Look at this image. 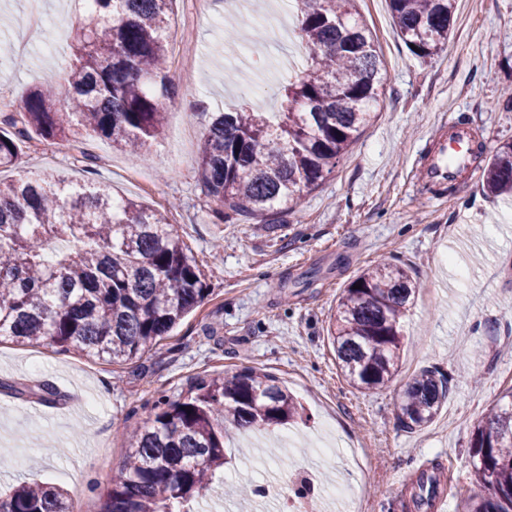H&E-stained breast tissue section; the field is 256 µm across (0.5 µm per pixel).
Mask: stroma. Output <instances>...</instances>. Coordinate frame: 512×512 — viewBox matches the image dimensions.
I'll list each match as a JSON object with an SVG mask.
<instances>
[{
	"label": "stroma",
	"mask_w": 512,
	"mask_h": 512,
	"mask_svg": "<svg viewBox=\"0 0 512 512\" xmlns=\"http://www.w3.org/2000/svg\"><path fill=\"white\" fill-rule=\"evenodd\" d=\"M383 61L375 118L335 171L304 193L296 210L233 224L198 180V148L209 113L241 101L280 111L284 62L300 41L285 27L243 25L225 0H173L169 76L177 97L145 160L83 135L24 144L21 165L74 182L111 184L114 196L164 212L209 291L141 358L110 363L57 346L0 343V493L20 481L69 489L80 512H100L128 453L124 435L153 419L159 399H178L202 378L253 367L274 375L301 403L292 429L300 445L284 454L281 427L252 449L254 489L275 470L315 468L323 488L359 485L361 512H458L482 494L469 449L475 426L512 388V196L482 183L420 184L416 170L441 117L478 128L480 164L512 143V0H456L447 46L412 55L387 0H357ZM72 0H0V119L19 112L28 88L53 84L70 55ZM207 114H196L197 105ZM388 260L420 285L402 323L399 371L382 390L351 387L336 363L328 323L348 282ZM448 373V401L427 426L398 419L406 383L421 370ZM478 372L479 383L469 382ZM54 386L60 401L39 399ZM358 442L370 477L357 484L346 449L319 467L315 444ZM437 476L448 501L417 507L421 472Z\"/></svg>",
	"instance_id": "stroma-1"
}]
</instances>
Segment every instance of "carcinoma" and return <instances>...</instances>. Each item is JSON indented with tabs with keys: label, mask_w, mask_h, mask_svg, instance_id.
<instances>
[{
	"label": "carcinoma",
	"mask_w": 512,
	"mask_h": 512,
	"mask_svg": "<svg viewBox=\"0 0 512 512\" xmlns=\"http://www.w3.org/2000/svg\"><path fill=\"white\" fill-rule=\"evenodd\" d=\"M307 47L303 75L284 87L280 112H214L199 150V180L225 223L298 205L336 168L371 121L381 87L380 55L356 0H297ZM172 0H87L73 25L69 69L55 85L29 89L20 118L3 120L0 170L20 168L35 131L64 141L79 130L138 160L174 104L168 71ZM455 0H389L394 25L416 56L448 42ZM491 194L512 192V143L483 171ZM54 240L72 250L46 252ZM361 288H355V285ZM418 291L410 272L381 262L351 280L327 332L338 366L361 390L388 386L398 372L401 322ZM208 292L160 211L116 199L103 183H74L25 171L0 181V340L46 344L112 363L150 351ZM448 377L423 369L406 384L400 421L430 423L448 398ZM475 426L470 452L486 494L462 512H512V390ZM300 405L266 372L245 367L202 378L161 402L150 424L127 437L100 512H197L228 457L224 433L285 425ZM0 512H74L68 491L20 483L0 494Z\"/></svg>",
	"instance_id": "carcinoma-1"
}]
</instances>
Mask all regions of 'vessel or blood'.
I'll use <instances>...</instances> for the list:
<instances>
[{"label": "vessel or blood", "instance_id": "vessel-or-blood-1", "mask_svg": "<svg viewBox=\"0 0 512 512\" xmlns=\"http://www.w3.org/2000/svg\"><path fill=\"white\" fill-rule=\"evenodd\" d=\"M475 135L473 127L456 123L448 117L443 118L431 138L432 148L420 166V182L433 184L447 181L449 158L466 160Z\"/></svg>", "mask_w": 512, "mask_h": 512}]
</instances>
